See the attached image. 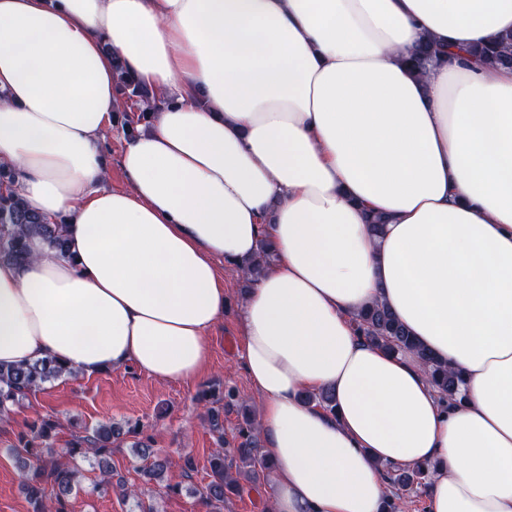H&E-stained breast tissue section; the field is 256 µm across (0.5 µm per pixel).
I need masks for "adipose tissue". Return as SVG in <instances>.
Masks as SVG:
<instances>
[{
	"mask_svg": "<svg viewBox=\"0 0 512 512\" xmlns=\"http://www.w3.org/2000/svg\"><path fill=\"white\" fill-rule=\"evenodd\" d=\"M510 33L512 0H0V168L68 244L0 261V366L197 379L265 240L239 359L272 512H388L418 466L426 512H512V68L406 62ZM121 68L158 107L115 188ZM375 303L457 399L362 338ZM428 469L418 466L413 469H393L388 471L389 485L396 491L409 490L414 486L425 488L428 479Z\"/></svg>",
	"mask_w": 512,
	"mask_h": 512,
	"instance_id": "ef3b65f1",
	"label": "adipose tissue"
}]
</instances>
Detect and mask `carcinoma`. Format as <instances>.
Returning <instances> with one entry per match:
<instances>
[{"label":"carcinoma","mask_w":512,"mask_h":512,"mask_svg":"<svg viewBox=\"0 0 512 512\" xmlns=\"http://www.w3.org/2000/svg\"><path fill=\"white\" fill-rule=\"evenodd\" d=\"M441 54V49L431 41L421 43L411 54L412 67L419 72ZM467 54L470 58L492 68H512V35H504L492 44L472 46ZM64 224L54 222L30 207L15 190L13 180L0 171V261L24 263L30 259L27 240L39 237L57 251L65 252L66 238ZM261 262L244 272L243 280L252 282L271 264L275 256L269 244L261 242ZM358 329L367 341L377 343L391 351L413 349L417 351L427 368L432 384L448 398L458 394L460 377L448 370V366L432 357L419 346L405 327L393 314L381 305L370 306L357 314ZM73 371L54 360H38L7 368L0 366V417L10 413L11 407L28 392L40 389L44 384ZM201 398L213 403L209 409V428L224 439L222 415L234 412L243 419L238 431V440L230 449L219 448L209 461L210 481L205 497L213 512H222L224 501L229 495L243 491V483L255 484L260 474L272 470V465L261 452L258 427L255 425L247 400L232 392L216 394L206 390ZM58 423L51 419L39 418L31 425V435L11 446L10 451L21 463L24 476L23 487L37 505V512H43L44 499L54 501L53 512H67L65 499L72 493L78 470L72 466L76 451L98 456L111 452L112 444L124 435V428L112 424H99L84 428L66 451H40L43 441L51 436ZM135 456L146 462L142 475L149 481L161 478L169 461L154 456L152 448L144 442L134 443ZM389 485L396 491L413 487L424 488L427 484L428 469L418 466L413 469L388 471Z\"/></svg>","instance_id":"cac0c4a2"}]
</instances>
